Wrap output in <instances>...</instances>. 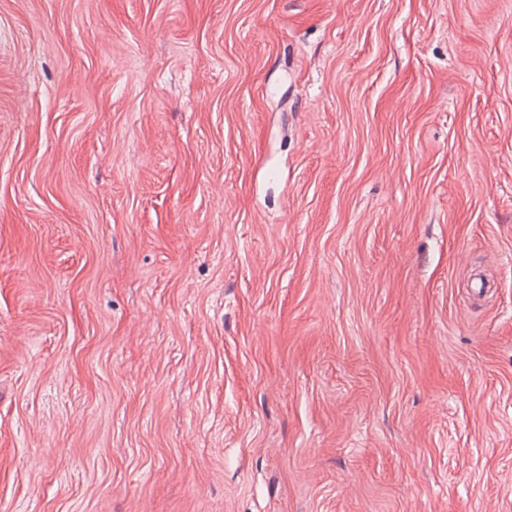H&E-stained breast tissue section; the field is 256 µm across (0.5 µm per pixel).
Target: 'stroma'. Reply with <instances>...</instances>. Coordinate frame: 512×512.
<instances>
[{"instance_id": "obj_1", "label": "stroma", "mask_w": 512, "mask_h": 512, "mask_svg": "<svg viewBox=\"0 0 512 512\" xmlns=\"http://www.w3.org/2000/svg\"><path fill=\"white\" fill-rule=\"evenodd\" d=\"M0 512H512V0H0Z\"/></svg>"}]
</instances>
